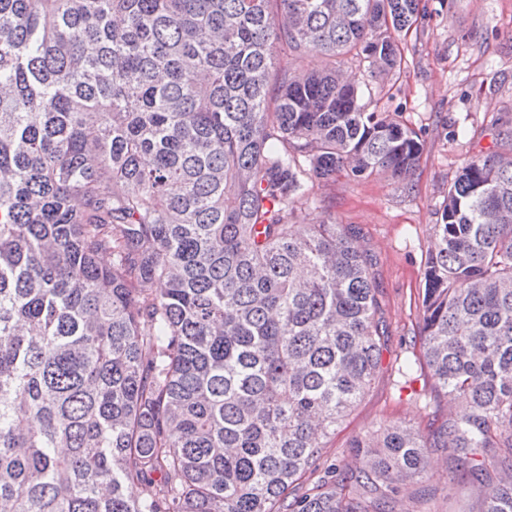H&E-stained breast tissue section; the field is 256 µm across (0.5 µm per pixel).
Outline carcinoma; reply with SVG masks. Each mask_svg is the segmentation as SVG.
<instances>
[{
    "instance_id": "cac0c4a2",
    "label": "carcinoma",
    "mask_w": 512,
    "mask_h": 512,
    "mask_svg": "<svg viewBox=\"0 0 512 512\" xmlns=\"http://www.w3.org/2000/svg\"><path fill=\"white\" fill-rule=\"evenodd\" d=\"M419 12L0 0V512H391L407 481L432 493L430 448L482 512H512V142L448 185L420 356L398 367L463 407L429 439H354L363 469L322 456L384 331L355 229L298 217L340 172L418 163V132L342 71L401 69L393 33ZM313 46L318 68H277Z\"/></svg>"
}]
</instances>
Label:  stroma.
I'll use <instances>...</instances> for the list:
<instances>
[{
  "mask_svg": "<svg viewBox=\"0 0 512 512\" xmlns=\"http://www.w3.org/2000/svg\"><path fill=\"white\" fill-rule=\"evenodd\" d=\"M423 12L397 39L400 71L367 73L366 111L387 112L415 129L423 151L400 185L385 174L314 186L301 221L330 220L356 228L354 247L370 255L379 285L385 336L382 369L369 391L323 450L327 462L362 467L350 443L383 423L401 422L420 432L451 414L450 397L435 395L419 372L405 378L397 368L411 353L422 327L425 262L435 248L445 191L468 157L505 146L499 120L512 114V0H422ZM448 451L428 454L427 483L436 494L422 500L415 483L403 485L392 512H465L482 492L454 471Z\"/></svg>",
  "mask_w": 512,
  "mask_h": 512,
  "instance_id": "1",
  "label": "stroma"
}]
</instances>
